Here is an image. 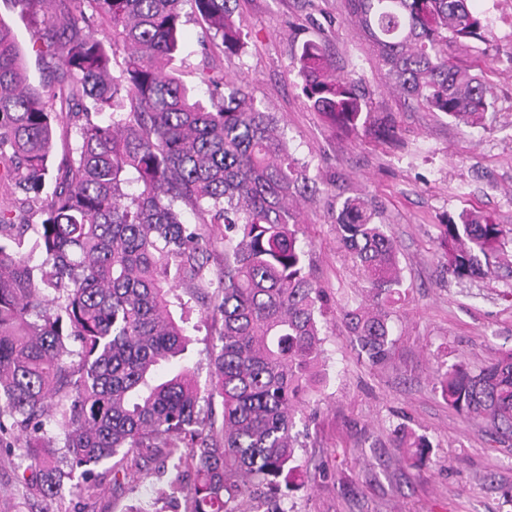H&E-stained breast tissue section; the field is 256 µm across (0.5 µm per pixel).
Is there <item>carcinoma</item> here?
Instances as JSON below:
<instances>
[{
	"instance_id": "obj_1",
	"label": "carcinoma",
	"mask_w": 512,
	"mask_h": 512,
	"mask_svg": "<svg viewBox=\"0 0 512 512\" xmlns=\"http://www.w3.org/2000/svg\"><path fill=\"white\" fill-rule=\"evenodd\" d=\"M51 28L34 43L57 59L50 85L31 86L12 30L0 24V447L22 449L29 481L54 499L89 488L99 468L165 449L160 468L191 463L186 512H241L245 497L277 504L297 473L296 413L315 390L327 293L306 271L291 202L310 189L274 114L244 79L215 76L205 106L172 67L183 0H53ZM472 0H344L378 62L407 99L467 125L494 106L492 87L453 62L448 47L482 39ZM85 3L105 20L75 15ZM224 53L244 47L230 0H193ZM125 57L114 70L118 48ZM294 66L310 107L341 133L397 142L389 115L371 110L360 82L338 75L304 41ZM68 111L54 112V100ZM109 114V121L99 117ZM73 137L52 166L59 123ZM51 189L42 193V185ZM38 215V224L29 216ZM360 199L345 200L336 232L381 308L343 310L373 365L394 346L384 306L401 294L397 245ZM223 228L213 237L206 225ZM512 228L473 212L441 225L457 279L491 273ZM53 298L46 299V293ZM218 325L209 387L187 366L157 376L188 350L194 315ZM448 406L512 436V351L477 371H438ZM221 400L222 423L208 418ZM63 435L45 438L49 409ZM423 458L429 444L402 435Z\"/></svg>"
}]
</instances>
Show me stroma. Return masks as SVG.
Returning <instances> with one entry per match:
<instances>
[{"instance_id":"35a3bbf8","label":"stroma","mask_w":512,"mask_h":512,"mask_svg":"<svg viewBox=\"0 0 512 512\" xmlns=\"http://www.w3.org/2000/svg\"><path fill=\"white\" fill-rule=\"evenodd\" d=\"M489 28L487 41L451 46L449 55L496 89L493 112L465 126L405 100L389 82L374 48L343 13L341 0H236L234 18L245 48L228 56L213 44L190 0L182 9L181 79L209 100L201 60L210 54L226 74L245 75L257 104L276 113L290 152L309 166L318 193L297 198L300 237L310 245L314 278L332 307L322 328V381L311 406L296 416L302 473L285 512H512V439L492 438L451 409L437 383L438 368L464 362L478 368L512 349V250L492 277L460 281L442 267L441 224L462 211L488 213L512 225V0H473ZM50 17L40 0L24 10L0 0V24L17 40L28 82L41 87L55 60L32 45ZM321 42L337 73H353L373 109L392 113L399 146L332 132L301 92L293 67L299 45ZM360 198L377 211L394 238L403 295L389 308L395 344L371 365L359 353L339 306L374 299L336 236V206ZM216 342L203 321L184 360L200 384L213 369ZM429 443L424 461L397 446L401 434ZM18 451L0 450V512H127L143 502L173 512L164 491L189 486L191 467L157 475L128 461L118 477L46 500L24 479Z\"/></svg>"}]
</instances>
